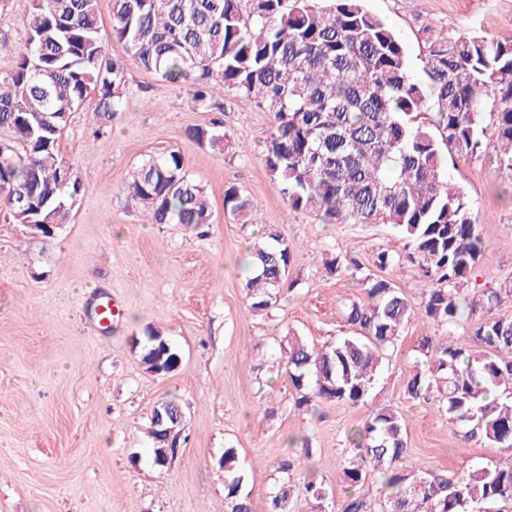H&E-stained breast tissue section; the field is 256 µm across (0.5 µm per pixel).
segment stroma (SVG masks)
I'll return each instance as SVG.
<instances>
[{
  "label": "stroma",
  "instance_id": "stroma-1",
  "mask_svg": "<svg viewBox=\"0 0 512 512\" xmlns=\"http://www.w3.org/2000/svg\"><path fill=\"white\" fill-rule=\"evenodd\" d=\"M404 44L414 68L437 34L472 31L512 35V0H366ZM188 91L136 66L112 129L97 135L95 101L73 113L60 151L83 186L69 224L52 236L0 221V512H231L225 498V449L238 452L253 512H266L280 478L279 462L294 460L297 485L315 482L327 512L345 495L349 437L379 406L398 410L408 457L430 473L458 474L507 459V451L462 440L435 401L412 399L409 376L422 358L423 337L465 345L469 321L448 328L421 312L425 286L408 261L383 271L414 315L364 402L295 406L280 366L287 330L316 344L344 329L343 304L363 297L358 279L380 251L403 242L381 224H323L288 206L267 175L262 145L268 112L255 99L224 100V129L235 149L218 151L188 136L208 125ZM178 151L190 178L207 192L214 222L205 234L180 224H152L124 188L145 155ZM448 171L479 216L486 258L465 298L512 281V203L494 186L506 174L489 161L448 158ZM237 186L258 210L246 224L224 211V190ZM275 227L291 246L288 279L267 314H254L245 283V243ZM349 259L332 274L326 262ZM111 299L115 315L102 326L95 308ZM167 336L180 364L167 376L145 371L135 347L146 330ZM176 398L184 428L167 468L152 462L147 416L161 399ZM308 440L303 459L298 440Z\"/></svg>",
  "mask_w": 512,
  "mask_h": 512
}]
</instances>
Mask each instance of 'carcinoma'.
Segmentation results:
<instances>
[{"instance_id": "cac0c4a2", "label": "carcinoma", "mask_w": 512, "mask_h": 512, "mask_svg": "<svg viewBox=\"0 0 512 512\" xmlns=\"http://www.w3.org/2000/svg\"><path fill=\"white\" fill-rule=\"evenodd\" d=\"M327 2L113 0L111 36L139 69L186 85L194 110L217 113L209 125L188 129L200 143L233 147L219 97L257 99L271 119L264 165L289 208L324 224L389 226L403 252L381 251L375 266L385 270L403 257L415 264L427 284L424 315L451 327L484 245L447 158H487L512 176V36L439 34L421 59V81L403 43L364 0ZM18 7L24 44L0 40V53L15 57L0 73V213L9 224H67L83 181L59 142L72 112L92 98L108 127L127 95L128 67L108 58L97 0H20ZM126 190L152 224L195 230L213 223L204 188L175 150L142 158ZM224 211L252 218L255 206L230 185ZM290 258L287 239L273 228L254 242L245 284L253 312L276 304ZM361 281L367 299L344 304L347 333L321 346L286 335L283 366L296 407L362 401L381 367L379 349L410 322L412 306L390 281L371 273ZM503 291L512 296V284L472 301L469 344L421 339L428 365L409 379L407 393L437 392L438 410L468 426L463 441L503 448L507 461L466 475L425 473L406 461L402 415L379 407L351 439L341 512H496L512 504V315L497 312ZM136 346L146 371L162 376L178 367V350L160 332H146ZM181 413L172 398L149 413L158 467L172 458L162 431H182ZM221 464L231 512H251L237 450L224 449ZM379 467L376 511L361 488ZM292 468L289 460L279 464L268 512H306L303 502L325 512L324 489L309 482L298 494Z\"/></svg>"}]
</instances>
